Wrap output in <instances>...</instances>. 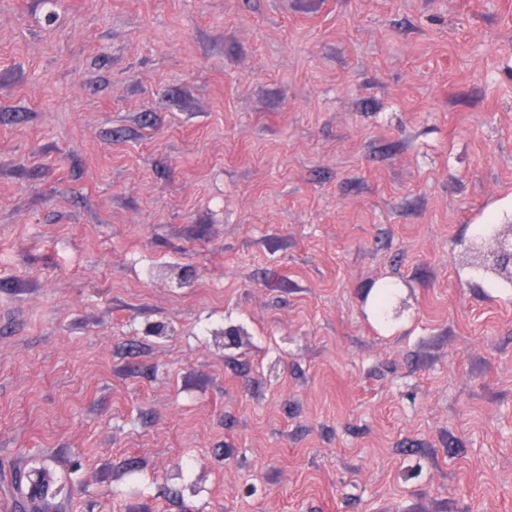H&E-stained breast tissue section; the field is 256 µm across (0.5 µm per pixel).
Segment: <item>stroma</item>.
Listing matches in <instances>:
<instances>
[{"label":"stroma","instance_id":"35a3bbf8","mask_svg":"<svg viewBox=\"0 0 512 512\" xmlns=\"http://www.w3.org/2000/svg\"><path fill=\"white\" fill-rule=\"evenodd\" d=\"M489 224L512 0H0V512H512Z\"/></svg>","mask_w":512,"mask_h":512}]
</instances>
